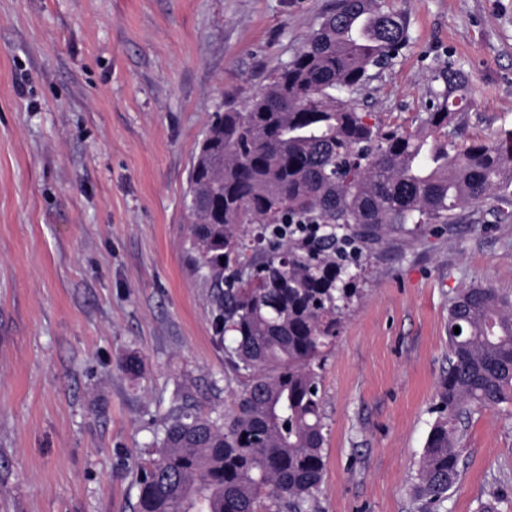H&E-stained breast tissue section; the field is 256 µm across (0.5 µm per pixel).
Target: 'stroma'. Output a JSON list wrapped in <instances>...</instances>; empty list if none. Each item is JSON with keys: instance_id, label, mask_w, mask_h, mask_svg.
<instances>
[{"instance_id": "stroma-1", "label": "stroma", "mask_w": 512, "mask_h": 512, "mask_svg": "<svg viewBox=\"0 0 512 512\" xmlns=\"http://www.w3.org/2000/svg\"><path fill=\"white\" fill-rule=\"evenodd\" d=\"M411 46L352 99L413 128L430 70L468 72L466 138L512 139V0H388ZM334 0H0V512H134L179 409L232 404L215 289L187 253L189 177ZM324 348L314 512H421L411 491L448 368V302L512 294V223L463 211L351 264ZM138 358L129 371V358ZM442 512H512V402L472 415Z\"/></svg>"}]
</instances>
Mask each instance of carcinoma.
<instances>
[{
    "label": "carcinoma",
    "mask_w": 512,
    "mask_h": 512,
    "mask_svg": "<svg viewBox=\"0 0 512 512\" xmlns=\"http://www.w3.org/2000/svg\"><path fill=\"white\" fill-rule=\"evenodd\" d=\"M410 40L407 16L386 0H336L245 110L216 114L193 163L188 253L217 288L216 332L231 333L225 362L243 383L228 411L164 423L135 473V512H311L327 444L321 349L357 294L349 257L391 231L456 224L489 200L496 222L512 220V155L463 135L461 66L431 71L413 131L369 123L348 99ZM437 397L412 476L430 512L460 480V429L512 401L511 294L456 291Z\"/></svg>",
    "instance_id": "carcinoma-1"
}]
</instances>
